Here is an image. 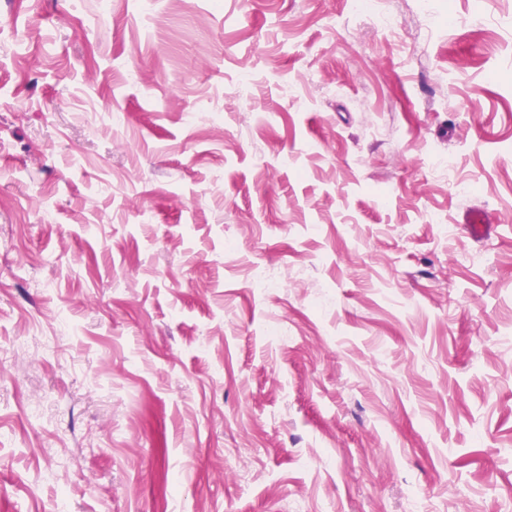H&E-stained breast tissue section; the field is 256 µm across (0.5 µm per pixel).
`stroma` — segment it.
<instances>
[{"label": "stroma", "mask_w": 512, "mask_h": 512, "mask_svg": "<svg viewBox=\"0 0 512 512\" xmlns=\"http://www.w3.org/2000/svg\"><path fill=\"white\" fill-rule=\"evenodd\" d=\"M375 10L0 0V512H512V0Z\"/></svg>", "instance_id": "35a3bbf8"}]
</instances>
